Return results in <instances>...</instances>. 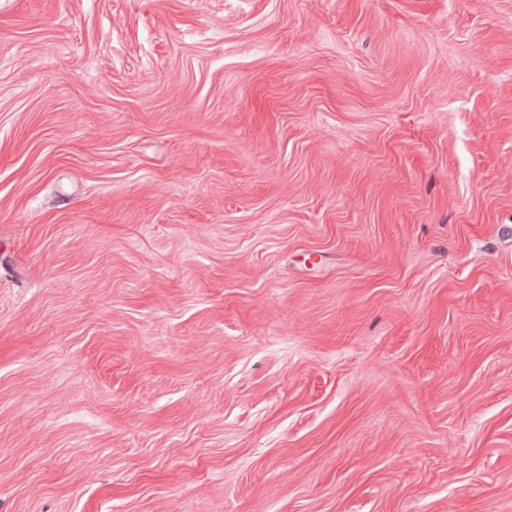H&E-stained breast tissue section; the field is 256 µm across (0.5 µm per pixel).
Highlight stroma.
<instances>
[{
    "mask_svg": "<svg viewBox=\"0 0 512 512\" xmlns=\"http://www.w3.org/2000/svg\"><path fill=\"white\" fill-rule=\"evenodd\" d=\"M0 512H512V0H0Z\"/></svg>",
    "mask_w": 512,
    "mask_h": 512,
    "instance_id": "1",
    "label": "stroma"
}]
</instances>
